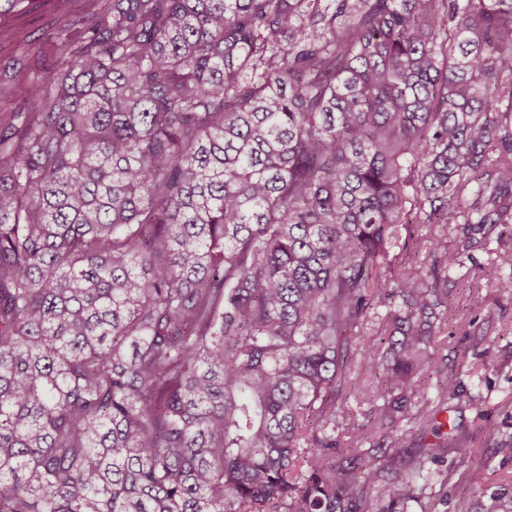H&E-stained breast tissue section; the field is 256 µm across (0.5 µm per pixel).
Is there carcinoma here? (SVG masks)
<instances>
[{
  "label": "carcinoma",
  "instance_id": "cac0c4a2",
  "mask_svg": "<svg viewBox=\"0 0 512 512\" xmlns=\"http://www.w3.org/2000/svg\"><path fill=\"white\" fill-rule=\"evenodd\" d=\"M76 2L53 62L0 24V512H404L472 452L379 455L448 271L512 294L434 234L512 224V0Z\"/></svg>",
  "mask_w": 512,
  "mask_h": 512
}]
</instances>
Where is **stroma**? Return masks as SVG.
I'll use <instances>...</instances> for the list:
<instances>
[{
	"mask_svg": "<svg viewBox=\"0 0 512 512\" xmlns=\"http://www.w3.org/2000/svg\"><path fill=\"white\" fill-rule=\"evenodd\" d=\"M473 278V269L464 266L450 271L448 286L458 296L473 293L490 316L477 317L466 334L437 337L431 348L437 359L462 368L451 417L472 454L441 466L440 481L406 512H421L425 504L433 512H486L491 494L512 489V296L496 288L470 289ZM474 469L486 474L483 490L468 482Z\"/></svg>",
	"mask_w": 512,
	"mask_h": 512,
	"instance_id": "35a3bbf8",
	"label": "stroma"
}]
</instances>
